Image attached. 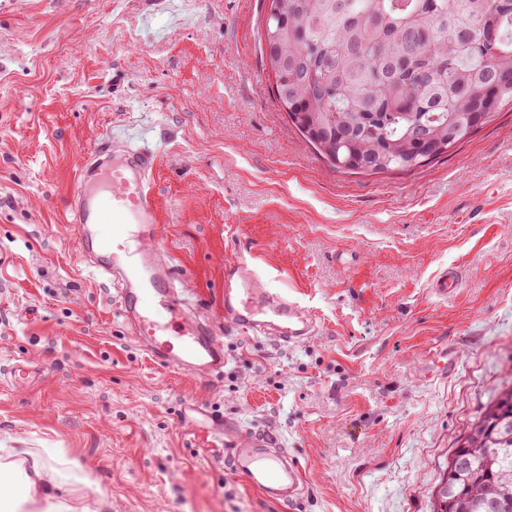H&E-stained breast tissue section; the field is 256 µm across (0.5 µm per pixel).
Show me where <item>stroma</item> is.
<instances>
[{
	"label": "stroma",
	"instance_id": "obj_1",
	"mask_svg": "<svg viewBox=\"0 0 512 512\" xmlns=\"http://www.w3.org/2000/svg\"><path fill=\"white\" fill-rule=\"evenodd\" d=\"M148 2L0 0V446L50 455L101 512H432L512 376V110L414 172L339 173L271 93L265 0ZM119 124L160 148L165 255L224 342L220 377L159 365L62 221L83 155ZM242 253L313 336L225 329ZM450 267L462 285L436 296ZM451 348L448 376L434 360ZM192 402L275 434L300 502L252 487L184 421Z\"/></svg>",
	"mask_w": 512,
	"mask_h": 512
}]
</instances>
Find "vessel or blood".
<instances>
[{
	"instance_id": "b4317fda",
	"label": "vessel or blood",
	"mask_w": 512,
	"mask_h": 512,
	"mask_svg": "<svg viewBox=\"0 0 512 512\" xmlns=\"http://www.w3.org/2000/svg\"><path fill=\"white\" fill-rule=\"evenodd\" d=\"M158 149L144 131L117 130L89 152L75 174L66 221L96 271L122 281L119 313L132 322L152 357L181 370L210 375L224 369V344L209 319L190 313L178 295L174 267L158 245L154 170ZM109 225L99 234V225ZM269 278L239 257L224 267V325L264 332L278 324L291 343L306 339L315 321L297 298L272 291ZM247 481L271 498L303 488L300 467L273 452L266 433L236 426L208 428Z\"/></svg>"
}]
</instances>
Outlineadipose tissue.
I'll return each instance as SVG.
<instances>
[{
  "label": "adipose tissue",
  "instance_id": "1",
  "mask_svg": "<svg viewBox=\"0 0 512 512\" xmlns=\"http://www.w3.org/2000/svg\"><path fill=\"white\" fill-rule=\"evenodd\" d=\"M0 512H92L77 490L58 485L44 456L0 448Z\"/></svg>",
  "mask_w": 512,
  "mask_h": 512
}]
</instances>
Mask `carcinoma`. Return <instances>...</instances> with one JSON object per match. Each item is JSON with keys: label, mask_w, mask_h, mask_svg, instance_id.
<instances>
[{"label": "carcinoma", "mask_w": 512, "mask_h": 512, "mask_svg": "<svg viewBox=\"0 0 512 512\" xmlns=\"http://www.w3.org/2000/svg\"><path fill=\"white\" fill-rule=\"evenodd\" d=\"M259 38L272 92L333 169L411 173L512 106V0H268ZM445 469L451 512H512V382Z\"/></svg>", "instance_id": "obj_1"}]
</instances>
